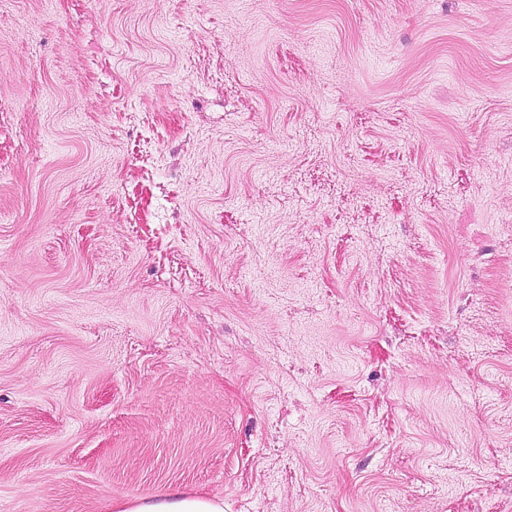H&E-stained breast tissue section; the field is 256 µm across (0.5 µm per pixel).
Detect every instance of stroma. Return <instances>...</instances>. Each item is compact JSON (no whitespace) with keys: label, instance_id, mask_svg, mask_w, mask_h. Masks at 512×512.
<instances>
[{"label":"stroma","instance_id":"obj_1","mask_svg":"<svg viewBox=\"0 0 512 512\" xmlns=\"http://www.w3.org/2000/svg\"><path fill=\"white\" fill-rule=\"evenodd\" d=\"M512 512V0H0V512ZM114 512H224V503L203 494L167 493L153 500L132 498L112 506Z\"/></svg>","mask_w":512,"mask_h":512}]
</instances>
